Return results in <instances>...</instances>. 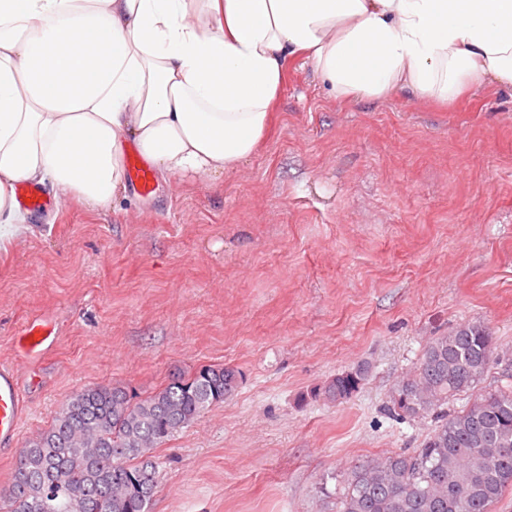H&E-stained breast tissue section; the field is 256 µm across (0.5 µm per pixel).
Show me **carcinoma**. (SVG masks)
<instances>
[{
  "mask_svg": "<svg viewBox=\"0 0 512 512\" xmlns=\"http://www.w3.org/2000/svg\"><path fill=\"white\" fill-rule=\"evenodd\" d=\"M496 350L481 323L459 325L424 347L387 411L430 417L433 428L419 448L350 467L337 512H492L512 491V382L458 408L448 404L475 388ZM365 377L361 367L338 374L323 395L347 401ZM237 382L231 366L201 365L145 397L109 385L73 393L22 450L0 509L148 512L158 483L152 451L224 403Z\"/></svg>",
  "mask_w": 512,
  "mask_h": 512,
  "instance_id": "obj_1",
  "label": "carcinoma"
}]
</instances>
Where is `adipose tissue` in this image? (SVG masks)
Instances as JSON below:
<instances>
[{
    "mask_svg": "<svg viewBox=\"0 0 512 512\" xmlns=\"http://www.w3.org/2000/svg\"><path fill=\"white\" fill-rule=\"evenodd\" d=\"M292 61L342 99L512 86V0H0V243L23 182L111 208L131 145L162 179H223Z\"/></svg>",
    "mask_w": 512,
    "mask_h": 512,
    "instance_id": "obj_1",
    "label": "adipose tissue"
}]
</instances>
